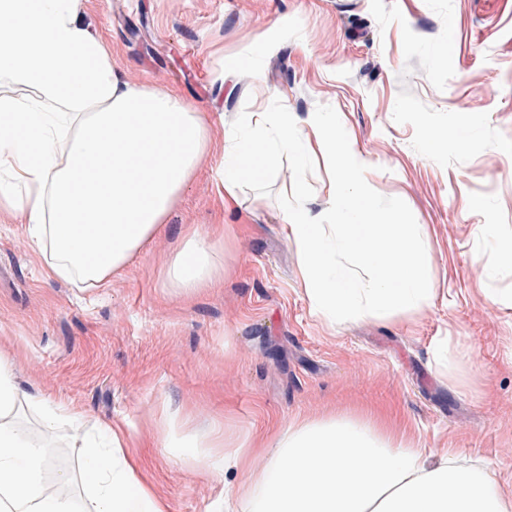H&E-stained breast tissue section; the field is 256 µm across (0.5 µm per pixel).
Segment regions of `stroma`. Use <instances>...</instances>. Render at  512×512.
<instances>
[{
	"mask_svg": "<svg viewBox=\"0 0 512 512\" xmlns=\"http://www.w3.org/2000/svg\"><path fill=\"white\" fill-rule=\"evenodd\" d=\"M83 19L128 78L212 113L215 140L248 112L330 113L376 162L378 203L425 226L436 294L419 317L328 328L283 224L292 168L316 211L325 163L280 156L229 210L214 155L105 288L46 278L23 215L0 216V349L18 386L86 428L130 424L170 512H208L221 486L157 442L165 415L232 441L381 416L396 443L459 453L511 491L512 267L497 253L512 240V0H85ZM187 227L224 234L223 281L189 299L164 276Z\"/></svg>",
	"mask_w": 512,
	"mask_h": 512,
	"instance_id": "35a3bbf8",
	"label": "stroma"
}]
</instances>
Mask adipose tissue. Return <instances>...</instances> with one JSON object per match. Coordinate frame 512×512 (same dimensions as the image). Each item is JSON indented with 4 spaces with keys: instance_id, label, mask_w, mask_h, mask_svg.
<instances>
[{
    "instance_id": "ef3b65f1",
    "label": "adipose tissue",
    "mask_w": 512,
    "mask_h": 512,
    "mask_svg": "<svg viewBox=\"0 0 512 512\" xmlns=\"http://www.w3.org/2000/svg\"><path fill=\"white\" fill-rule=\"evenodd\" d=\"M84 0H0V81L31 88L0 92V213L24 214L27 243L51 278L75 286L110 282L155 235L211 153L209 113L170 89L127 79L112 51L82 21ZM306 147L330 171L326 205L312 212L296 197L285 215L303 290L326 325L343 316L419 315L436 293L423 227L378 206L373 162L324 112L297 121L252 112L222 149L224 204L239 200L276 155ZM224 277L215 246L194 230L166 270L169 287L191 297ZM20 392L0 353V512H83L66 495L71 475L52 471L50 441L67 420L84 454L77 465L94 512H169L125 423L84 440L82 415L37 400L40 435L12 419ZM186 448L209 480L238 473L225 498L248 512H512V495L483 468L445 452L393 444L385 428L350 417L292 422L272 438L225 444L213 426L211 456L192 451L180 425L159 431Z\"/></svg>"
}]
</instances>
